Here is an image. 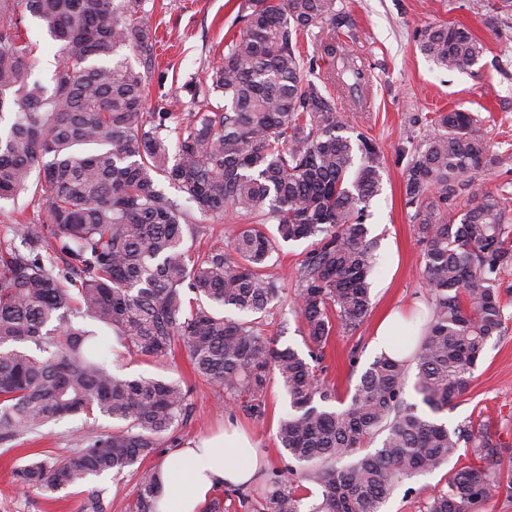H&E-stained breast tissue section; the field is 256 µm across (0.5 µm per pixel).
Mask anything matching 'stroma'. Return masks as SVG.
I'll list each match as a JSON object with an SVG mask.
<instances>
[{"label": "stroma", "mask_w": 512, "mask_h": 512, "mask_svg": "<svg viewBox=\"0 0 512 512\" xmlns=\"http://www.w3.org/2000/svg\"><path fill=\"white\" fill-rule=\"evenodd\" d=\"M243 0H155L152 24L157 29L154 47L159 62L149 86L147 111L172 104L174 111H191L184 85L203 80L217 63L234 35L244 27ZM489 0H337L343 28H312L300 40L306 73L336 99L338 116L348 126L367 133L383 156L381 190L370 204L366 224L377 240L370 276L372 308L363 325L352 334L335 332L315 365L318 380L332 389L339 402L348 403L360 374L376 358L373 330L385 313L397 307L428 303L422 276V245L405 204L404 171L407 153L432 135L436 113L464 110L487 143L497 164L477 175L482 188L495 190L512 182V7L498 12L487 24ZM458 23L468 27L485 47L472 67L448 70L426 58L414 39L417 29L431 23ZM336 38L343 49L358 56L371 73L361 99L341 94L330 81V65L314 51L315 38ZM305 243L284 244L273 258L270 274L284 287L280 305L265 319V334L279 347L307 353L303 325L297 316L298 269ZM499 288L506 305L505 328L492 337L473 372L467 392L453 409L439 413L440 421L456 426L480 413L492 419L491 431L512 448V268L504 271ZM102 350L111 369L123 377L154 376L179 381L190 392L189 412L175 432L178 443L223 428L225 419L236 420L257 442L267 469L283 467L278 422L289 411L288 398L278 380H271L265 413L256 418L240 405H220L218 389L194 373L185 348H176L167 360L157 361L117 346L111 331L102 333ZM87 431L82 417L49 425L39 435L0 452V512H78L85 497L69 488L48 498L36 490H20L13 470L19 458L41 451L56 453L78 447ZM450 466L405 480L382 507V512H426L429 495L446 488Z\"/></svg>", "instance_id": "35a3bbf8"}]
</instances>
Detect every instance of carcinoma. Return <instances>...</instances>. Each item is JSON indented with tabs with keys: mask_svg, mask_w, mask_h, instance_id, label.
Returning a JSON list of instances; mask_svg holds the SVG:
<instances>
[{
	"mask_svg": "<svg viewBox=\"0 0 512 512\" xmlns=\"http://www.w3.org/2000/svg\"><path fill=\"white\" fill-rule=\"evenodd\" d=\"M147 0H0V201L28 197L45 213L14 225L23 256L0 243V446L11 449L41 428L83 415L117 422L86 433L64 454H39L14 470L28 489L56 494L120 476L173 442L189 390L162 378L114 375L89 319L117 343L163 359L184 345L199 375L261 417L271 377L291 412L277 428L289 463L268 479L255 512H381L402 483L447 464L459 451L475 462L428 497L427 512H475L512 494V452L477 416L448 428L432 415L453 409L487 341L504 329L499 291L512 267V193L474 191L496 158L472 129L471 113L435 118L405 170L406 206L423 246L429 315L413 361L419 405L405 398L409 365L380 355L338 410L312 363L331 335L356 332L371 308L376 241L365 224L381 182L382 156L364 132L343 124L336 103L308 78L300 37L336 27V0H245L244 29L204 83L186 85L193 111H144L155 70ZM59 44L51 77H33L36 44L27 17ZM420 52L448 69L484 52L463 25L416 33ZM128 49L138 66L120 55ZM353 93L365 76L337 58ZM165 180L180 197L159 188ZM471 194L470 208L455 212ZM231 213L251 220L230 249L194 257V225ZM312 241L298 274L305 358L263 334L280 300L266 273L282 244ZM67 257L55 265L53 253ZM192 293L194 297L187 298ZM241 315L228 319L221 311ZM374 451H359L375 440ZM136 512H154L157 468L137 469ZM290 474L313 484L307 501ZM79 512H104L90 490Z\"/></svg>",
	"mask_w": 512,
	"mask_h": 512,
	"instance_id": "cac0c4a2",
	"label": "carcinoma"
}]
</instances>
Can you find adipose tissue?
<instances>
[{"mask_svg":"<svg viewBox=\"0 0 512 512\" xmlns=\"http://www.w3.org/2000/svg\"><path fill=\"white\" fill-rule=\"evenodd\" d=\"M257 446L236 427L191 440L160 466L162 491L155 512H201L222 487H244L257 476Z\"/></svg>","mask_w":512,"mask_h":512,"instance_id":"obj_1","label":"adipose tissue"}]
</instances>
